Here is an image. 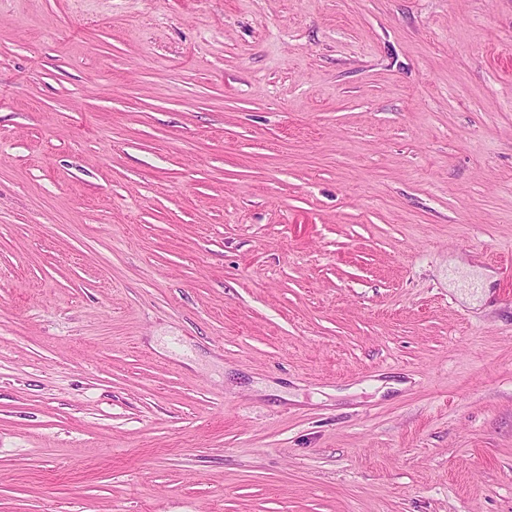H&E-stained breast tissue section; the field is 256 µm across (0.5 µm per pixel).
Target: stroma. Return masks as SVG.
Segmentation results:
<instances>
[{
	"mask_svg": "<svg viewBox=\"0 0 512 512\" xmlns=\"http://www.w3.org/2000/svg\"><path fill=\"white\" fill-rule=\"evenodd\" d=\"M512 0H0V512H512Z\"/></svg>",
	"mask_w": 512,
	"mask_h": 512,
	"instance_id": "obj_1",
	"label": "stroma"
}]
</instances>
